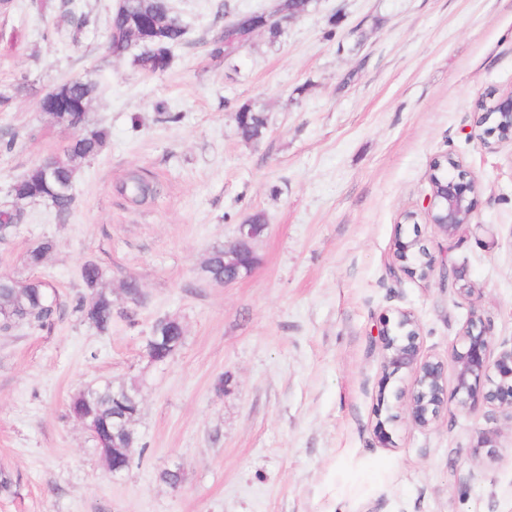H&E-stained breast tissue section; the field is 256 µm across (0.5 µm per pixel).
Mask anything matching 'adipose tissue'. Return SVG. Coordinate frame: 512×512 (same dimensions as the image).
Listing matches in <instances>:
<instances>
[{
  "label": "adipose tissue",
  "instance_id": "1",
  "mask_svg": "<svg viewBox=\"0 0 512 512\" xmlns=\"http://www.w3.org/2000/svg\"><path fill=\"white\" fill-rule=\"evenodd\" d=\"M394 471V463L360 457L351 450H344L336 482L327 488L328 500L335 504L352 502L369 493L389 490Z\"/></svg>",
  "mask_w": 512,
  "mask_h": 512
}]
</instances>
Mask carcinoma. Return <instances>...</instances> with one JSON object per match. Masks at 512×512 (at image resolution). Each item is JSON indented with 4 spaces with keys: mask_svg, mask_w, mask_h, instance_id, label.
Here are the masks:
<instances>
[{
    "mask_svg": "<svg viewBox=\"0 0 512 512\" xmlns=\"http://www.w3.org/2000/svg\"><path fill=\"white\" fill-rule=\"evenodd\" d=\"M311 0H282L280 10L286 16L295 17L307 12ZM170 9L169 0H116L109 16L107 28V47L110 53L121 56L136 45L133 34L128 28L131 13H138L150 18L162 20ZM186 26L182 22L171 24L167 28L165 40L158 51L144 50L135 55L134 61L144 71L159 72L164 70L161 60L171 56L172 49L185 39ZM72 98L87 106L98 90V84L91 78H77L62 83ZM49 119L67 128L79 130L64 149V156L56 174H45L41 166L33 167L22 178L11 183L7 196L16 204L20 201H43L50 206L60 218H65L75 209L77 197L73 192V182L81 165L101 153L108 139V132L102 127L89 130L82 129L85 124L83 112H49ZM237 129L247 141H260L266 132V118L260 112L243 107L236 115ZM121 190L131 195L136 202H143L154 197L155 183L143 176L132 173L122 184ZM54 248L51 240H43L27 253L28 265L38 267L43 264ZM207 277L219 282L224 279V247L219 246L211 252V257L203 265ZM104 270L94 262H87L81 269V279L89 291L90 302L79 299L73 307L80 318L89 326L100 332H106L112 325L115 303L112 295L103 288ZM47 284L42 281H17L9 276H0V320L8 321L20 315L31 324L48 327L52 324L59 303H49L44 299ZM154 335L160 337L156 344L146 345L147 354L151 355L174 342L181 344L183 334L170 330L166 319H159L153 325ZM134 383L118 386L106 382L96 387L87 388L74 395L69 405L73 416L89 417L97 427L99 443L112 446V413L120 408L131 412L135 406L131 396L137 392Z\"/></svg>",
    "mask_w": 512,
    "mask_h": 512,
    "instance_id": "obj_1",
    "label": "carcinoma"
}]
</instances>
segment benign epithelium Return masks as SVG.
<instances>
[{
    "label": "benign epithelium",
    "instance_id": "1",
    "mask_svg": "<svg viewBox=\"0 0 512 512\" xmlns=\"http://www.w3.org/2000/svg\"><path fill=\"white\" fill-rule=\"evenodd\" d=\"M262 15L246 23L242 17L224 26L226 40L242 38V29L257 30L268 25ZM43 112H81L83 108L57 95L52 89L39 103ZM497 125L495 131L478 136L486 149H492L489 138L504 126L512 128V92L494 103ZM479 183L471 171L461 172L444 180H432V195L424 208L425 220L451 237L466 223L474 210ZM259 225L246 220L238 225L236 243L224 252V283L229 284L252 272L257 263L253 244L260 238ZM399 269L412 278L430 280L435 260L415 239L397 245ZM401 338L391 336L388 327L377 331L383 351V367L393 373L405 370L412 374V390L408 404L409 419L414 427L426 430L448 407L447 362L421 352L420 334L414 316L408 311L397 314ZM448 358L455 366V397L462 411L486 410L487 420L496 421L505 410L512 413V341L496 342L482 318L473 313L465 321L459 338L448 347ZM127 450L116 448L105 458L107 470L117 475L126 470Z\"/></svg>",
    "mask_w": 512,
    "mask_h": 512
}]
</instances>
